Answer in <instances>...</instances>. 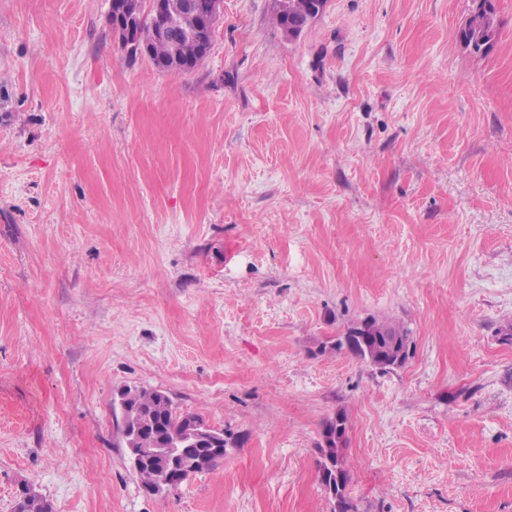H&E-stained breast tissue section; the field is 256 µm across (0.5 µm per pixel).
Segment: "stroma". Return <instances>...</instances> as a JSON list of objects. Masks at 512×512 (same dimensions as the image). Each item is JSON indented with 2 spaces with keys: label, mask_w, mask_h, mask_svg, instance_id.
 <instances>
[{
  "label": "stroma",
  "mask_w": 512,
  "mask_h": 512,
  "mask_svg": "<svg viewBox=\"0 0 512 512\" xmlns=\"http://www.w3.org/2000/svg\"><path fill=\"white\" fill-rule=\"evenodd\" d=\"M223 0L183 75L129 60L109 0H0V512H512V0ZM367 317L414 350L327 345ZM228 440L158 495L118 392ZM318 0H281L280 6L283 8L287 7L288 3V11L286 13H282L278 8L275 20L277 25L283 30L286 34L288 30H297L298 34H300L303 29L310 22L314 8V4ZM482 2L486 3L487 10H479L475 6L459 34L461 42L471 47L476 53L488 50L496 38V26L495 28L493 26V22L495 25L493 2L492 0H482ZM365 322L368 327V334L362 336L364 344L357 341L354 345L346 346L341 339L343 333L342 336H338L334 343H331L330 348L336 351L346 350L353 356L382 371L403 366L383 365L379 362V357L390 354L395 342H397L395 352L404 351L407 353L409 351L411 354L413 352V340L409 330L395 322L379 321L373 317L368 318ZM336 419L342 422L345 428L347 415L344 411H340L323 423V443L318 448L320 453L318 471L321 484L335 501L333 512H350L352 506L346 501L344 494L349 480L347 461L343 454L346 439L343 435L336 439L333 438L336 429ZM330 481L333 483V492L332 490L330 491ZM222 440V451L221 452H214L210 450V445L205 446H199L202 451L197 452V463L193 468L190 469H184L180 473H178L175 477L180 478V482L175 484L174 486L180 484L185 479L190 477L191 475H194L196 473L202 472L204 470H208L212 467H214L219 461L223 460L224 458V448L226 441L224 440V437L220 436Z\"/></svg>",
  "instance_id": "1"
}]
</instances>
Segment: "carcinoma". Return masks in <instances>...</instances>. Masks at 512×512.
I'll list each match as a JSON object with an SVG mask.
<instances>
[{
    "label": "carcinoma",
    "instance_id": "obj_1",
    "mask_svg": "<svg viewBox=\"0 0 512 512\" xmlns=\"http://www.w3.org/2000/svg\"><path fill=\"white\" fill-rule=\"evenodd\" d=\"M482 2L486 3L487 8L474 9L459 34L461 42L476 53L488 50L496 38V28L492 21L493 2ZM169 3L171 14L182 21L183 28L162 40L153 36L148 23H142L141 40L147 47V53L144 56L134 53L132 58L142 56L155 67L163 65L169 73L183 74L187 72V67L194 68L202 62L199 36L193 31L194 21L204 18L211 27H216L219 18L218 0H169ZM315 3L316 0H288V11L276 12L277 25L285 33L290 29L303 31L313 16L312 9ZM366 324L368 334L364 337V342L346 345L338 338L330 348L336 351L345 350L382 371L394 369L393 364H381L379 357L390 354L393 347L398 352L410 351L413 348V340L409 330L395 322L379 321L373 317L367 319ZM120 399L125 428L136 434L137 447L142 449V462L135 473L142 486L147 489L153 486L161 475V470L157 468V449L178 444L186 436L190 424L202 423L204 419L196 414L177 412L171 398L159 390L129 386L121 392ZM338 421L347 422L345 412L340 411L323 423V443L319 448L318 471L321 484L325 490L331 491L335 501L333 512H351V505L345 498L349 480L347 461L343 454L346 439L342 435L333 438ZM223 459L224 452H214L205 445L197 452L195 466L182 470L177 477L185 480L214 467ZM14 512H54V508L47 498L33 493L15 504Z\"/></svg>",
    "mask_w": 512,
    "mask_h": 512
}]
</instances>
